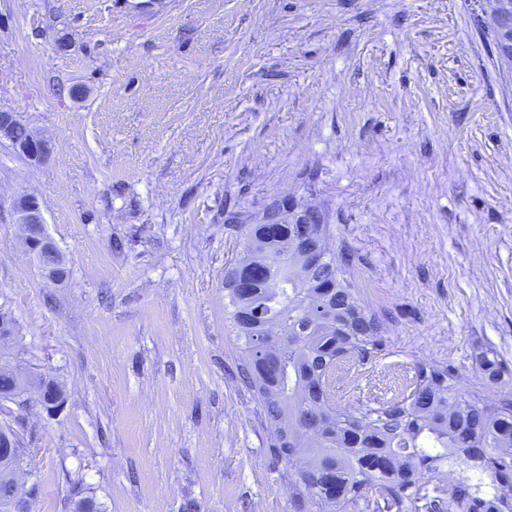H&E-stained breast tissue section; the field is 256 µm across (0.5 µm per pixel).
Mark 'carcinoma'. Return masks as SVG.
Returning <instances> with one entry per match:
<instances>
[{
  "instance_id": "1",
  "label": "carcinoma",
  "mask_w": 512,
  "mask_h": 512,
  "mask_svg": "<svg viewBox=\"0 0 512 512\" xmlns=\"http://www.w3.org/2000/svg\"><path fill=\"white\" fill-rule=\"evenodd\" d=\"M512 19L490 26L496 50L512 56ZM244 250L224 273V300L243 353L241 374L262 403L270 428L283 417L296 432L270 436V448L295 467L288 477L296 512H512V403L459 395L448 366L420 360L406 399L370 410L339 409L332 382L337 364L368 360L381 346L382 325L347 277L349 259L332 270H301L285 245L301 225L239 224ZM270 269L255 277V266ZM274 325L279 344L257 339ZM309 422L319 435L302 433ZM459 477L428 486L448 464ZM75 512H100L73 482Z\"/></svg>"
}]
</instances>
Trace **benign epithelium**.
Here are the masks:
<instances>
[{
  "instance_id": "obj_1",
  "label": "benign epithelium",
  "mask_w": 512,
  "mask_h": 512,
  "mask_svg": "<svg viewBox=\"0 0 512 512\" xmlns=\"http://www.w3.org/2000/svg\"><path fill=\"white\" fill-rule=\"evenodd\" d=\"M21 124L20 119L11 112H0V140H6L14 149L32 164H38L50 154L48 142L37 134H31L30 138L18 143L13 139L15 126ZM13 211L16 223L24 229L23 242L26 251L37 261L41 272L49 279L57 282L64 281L59 274V267L64 255L46 228V219L37 197L26 194L18 197L13 202ZM269 215L264 223L275 224L283 217H288L296 224L305 223L307 211H285V206L280 200L275 199L268 207ZM292 249L300 250V257L310 268H323L332 263L329 241L318 237L313 242L306 244L296 242ZM0 399L10 401L18 406H24L30 401H36L48 413L54 414L62 410L65 401L59 396L55 399L43 396L42 389L27 385L19 390L3 391ZM21 447L16 431L9 425L0 430V455H12L15 449ZM24 473V466H19L14 471V481L0 485V508L5 512H30L31 500L34 488L28 489L27 501L20 505L15 499V490L19 483V476Z\"/></svg>"
}]
</instances>
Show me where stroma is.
Masks as SVG:
<instances>
[{
    "mask_svg": "<svg viewBox=\"0 0 512 512\" xmlns=\"http://www.w3.org/2000/svg\"><path fill=\"white\" fill-rule=\"evenodd\" d=\"M493 0H0V361L63 389L0 401L31 448L32 512H295L260 401L240 380L227 208L326 213L383 350L337 370V407L409 394L448 365L463 397L512 402V64L475 26ZM69 48L57 49L61 37ZM85 85V97L69 93ZM35 195L70 275L24 251ZM501 363L497 379L480 355ZM22 122L14 113L0 112V140H6L12 144L14 149L22 155L31 164L41 163L50 154L48 142L36 133L31 132L30 138L18 143L13 139V130L15 126ZM29 128L21 124L15 129V138L18 140H26L29 136ZM32 394L36 395L35 401L50 414L61 411L65 404L63 397L57 396L55 399L44 397L42 389L30 384L22 390L15 389L11 391H2V397L0 399L1 401L13 402L18 406H24L31 401Z\"/></svg>",
    "mask_w": 512,
    "mask_h": 512,
    "instance_id": "1",
    "label": "stroma"
}]
</instances>
